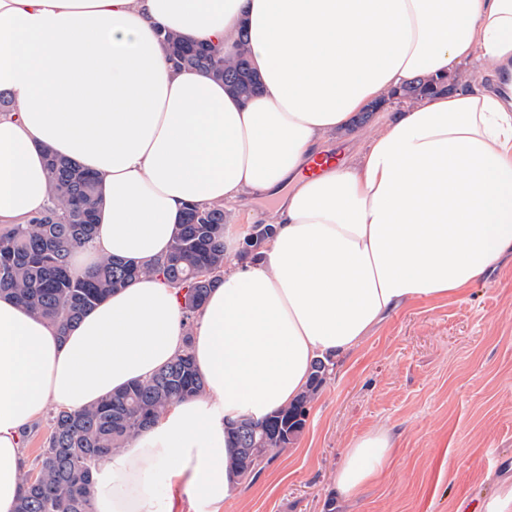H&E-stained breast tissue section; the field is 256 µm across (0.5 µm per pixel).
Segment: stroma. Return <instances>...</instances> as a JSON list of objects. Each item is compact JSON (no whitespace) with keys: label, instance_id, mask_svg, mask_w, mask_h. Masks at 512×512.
I'll return each mask as SVG.
<instances>
[{"label":"stroma","instance_id":"35a3bbf8","mask_svg":"<svg viewBox=\"0 0 512 512\" xmlns=\"http://www.w3.org/2000/svg\"><path fill=\"white\" fill-rule=\"evenodd\" d=\"M396 436L379 481L336 492L350 442ZM512 487V258L463 293L392 312L334 363L305 426L223 512H489Z\"/></svg>","mask_w":512,"mask_h":512}]
</instances>
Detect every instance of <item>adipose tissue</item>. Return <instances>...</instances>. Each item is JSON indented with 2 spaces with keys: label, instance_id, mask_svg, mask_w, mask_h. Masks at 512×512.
<instances>
[{
  "label": "adipose tissue",
  "instance_id": "adipose-tissue-1",
  "mask_svg": "<svg viewBox=\"0 0 512 512\" xmlns=\"http://www.w3.org/2000/svg\"><path fill=\"white\" fill-rule=\"evenodd\" d=\"M246 48L262 86L241 99L175 68L160 31ZM247 43H240V31ZM512 65V0H0V224L49 204L45 149L96 173L105 257L153 266L187 205L273 197L259 261L224 240V278L181 317L158 274L115 290L66 332L0 293V512L23 491L22 438L149 379L192 334L205 380L95 473L94 512H220L239 481L228 421L263 420L306 392L313 360L349 355L400 306L463 292L512 254V96L476 82L382 125L365 151L303 170L353 117L416 78ZM395 438L356 437L340 497L377 480Z\"/></svg>",
  "mask_w": 512,
  "mask_h": 512
}]
</instances>
